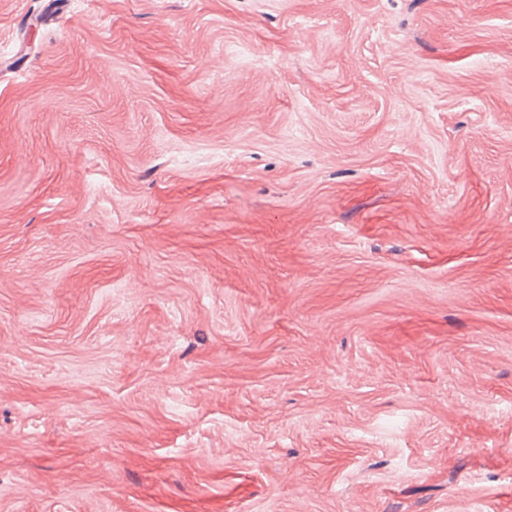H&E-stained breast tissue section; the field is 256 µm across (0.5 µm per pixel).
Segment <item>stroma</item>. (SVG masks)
Returning a JSON list of instances; mask_svg holds the SVG:
<instances>
[{
    "label": "stroma",
    "instance_id": "obj_1",
    "mask_svg": "<svg viewBox=\"0 0 512 512\" xmlns=\"http://www.w3.org/2000/svg\"><path fill=\"white\" fill-rule=\"evenodd\" d=\"M0 0V512H512V0Z\"/></svg>",
    "mask_w": 512,
    "mask_h": 512
}]
</instances>
